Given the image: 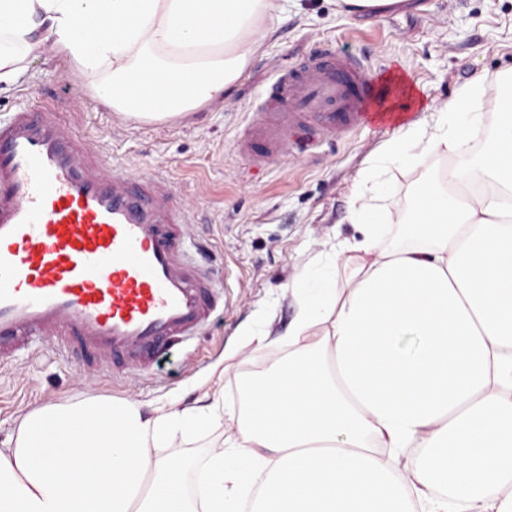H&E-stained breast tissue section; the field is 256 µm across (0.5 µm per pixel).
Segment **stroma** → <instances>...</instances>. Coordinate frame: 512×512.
<instances>
[{"mask_svg":"<svg viewBox=\"0 0 512 512\" xmlns=\"http://www.w3.org/2000/svg\"><path fill=\"white\" fill-rule=\"evenodd\" d=\"M323 43L363 58L383 84L402 81L406 94L374 103L369 119L343 139L327 138L306 155L252 167L236 144L254 124L262 92L277 70ZM24 66L13 84H0V119L53 103L58 86H65L61 114L70 135L109 168L134 177L160 173L171 183L178 206L191 214L184 246L207 250L224 311L200 338L145 372L85 368L61 340L32 337L0 360V445L14 436L26 411L90 395L148 409L215 400L242 411L238 379L244 370L259 374L288 356L286 333L297 311L294 282L327 244L354 235L348 201L371 158L401 125L437 119L448 99L474 79L491 90L512 70V0H399L396 10L384 13L355 11L343 0H290L224 101L166 121L113 112L96 95L106 70L73 69L52 48ZM448 164V158L429 155L413 166H390L381 176L380 204L403 210L419 180ZM261 311L269 316L271 334L254 353L245 348L240 329ZM223 439V428L215 427L176 439L167 453L193 476Z\"/></svg>","mask_w":512,"mask_h":512,"instance_id":"stroma-1","label":"stroma"}]
</instances>
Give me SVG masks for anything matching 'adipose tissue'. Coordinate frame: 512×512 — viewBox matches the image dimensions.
<instances>
[{
  "label": "adipose tissue",
  "mask_w": 512,
  "mask_h": 512,
  "mask_svg": "<svg viewBox=\"0 0 512 512\" xmlns=\"http://www.w3.org/2000/svg\"><path fill=\"white\" fill-rule=\"evenodd\" d=\"M281 9L0 0V83L49 43L108 69L97 96L113 111L183 115L223 98ZM487 106L482 83L462 88L361 173L358 237L319 255L318 283L297 282L291 351L243 379L239 416L104 396L33 408L0 448V512H512V113L488 128ZM431 154L453 158L447 175L420 181L408 210L382 207L375 170ZM220 421L189 491L163 450Z\"/></svg>",
  "instance_id": "ef3b65f1"
}]
</instances>
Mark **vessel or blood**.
I'll return each mask as SVG.
<instances>
[{"label":"vessel or blood","mask_w":512,"mask_h":512,"mask_svg":"<svg viewBox=\"0 0 512 512\" xmlns=\"http://www.w3.org/2000/svg\"><path fill=\"white\" fill-rule=\"evenodd\" d=\"M374 94L365 60L322 46L281 70L238 153L260 168L293 130L343 138ZM188 218L162 177L108 170L56 107L0 120V358L61 336L86 361L144 371L197 336L224 303L181 248Z\"/></svg>","instance_id":"1"}]
</instances>
